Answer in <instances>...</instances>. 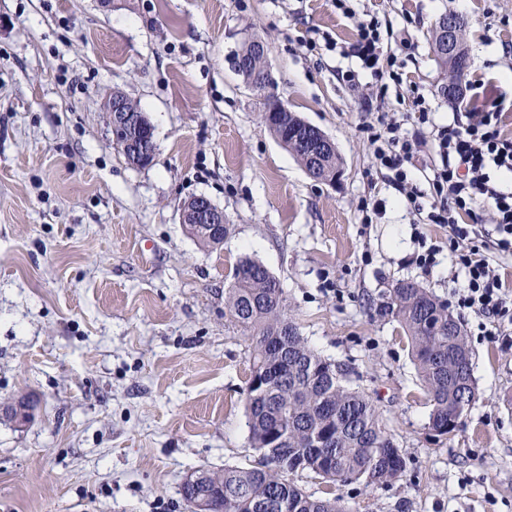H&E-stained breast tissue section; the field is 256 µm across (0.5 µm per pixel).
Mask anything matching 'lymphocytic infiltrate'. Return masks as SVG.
<instances>
[{"label": "lymphocytic infiltrate", "instance_id": "1", "mask_svg": "<svg viewBox=\"0 0 512 512\" xmlns=\"http://www.w3.org/2000/svg\"><path fill=\"white\" fill-rule=\"evenodd\" d=\"M340 53L360 63L359 69L340 74L351 91L363 92L360 73L366 70L379 81V94H386L384 78L393 66V58L383 51L377 20L358 22L355 40L342 47ZM499 117L496 105L491 104L435 128L432 145L439 163L433 170V200L427 207L422 206V192L409 182L407 174L408 165L414 164L420 153L421 136L402 134L400 123L394 120L365 129L376 159L402 186L407 203L414 211L425 212L428 223L443 224L449 229L447 247L419 239L414 263L429 271L436 266L441 250L453 254L465 275V283L457 292L458 305L490 319L492 327L485 332L490 340L496 336L495 324L512 322V292L503 287L488 257L468 248L472 228L463 219L478 206L490 207L496 215L498 247L512 250V189L504 190L494 179L495 173H512V138L502 136Z\"/></svg>", "mask_w": 512, "mask_h": 512}]
</instances>
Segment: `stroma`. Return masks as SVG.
<instances>
[{"mask_svg":"<svg viewBox=\"0 0 512 512\" xmlns=\"http://www.w3.org/2000/svg\"><path fill=\"white\" fill-rule=\"evenodd\" d=\"M349 6L350 19L331 0H0V512H185L187 474L255 465L249 333L224 313L246 257L278 279L309 345L348 366L406 460L383 488L306 471L299 488L350 512H512V324L488 341L455 306L453 257L427 273L411 263L418 235L444 246L448 229L421 223L363 131L382 112L414 132V89L436 124L467 111L448 100L428 42L451 12L466 21L464 81L512 137V0ZM373 17L404 82L369 106L338 79L350 59L300 38L345 42ZM252 38L274 94L335 142V182L311 179L262 123L263 96L232 64ZM116 91L154 128L149 167L112 142ZM199 195L231 225L219 248L180 220ZM370 198L385 209L367 224ZM471 221L512 290V253L488 245L492 210ZM402 280L453 305L472 349L476 401L449 440L428 429L403 329L376 314ZM22 397L32 419L19 425L3 409Z\"/></svg>","mask_w":512,"mask_h":512,"instance_id":"1","label":"stroma"}]
</instances>
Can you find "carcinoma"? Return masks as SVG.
<instances>
[{
  "label": "carcinoma",
  "instance_id": "1",
  "mask_svg": "<svg viewBox=\"0 0 512 512\" xmlns=\"http://www.w3.org/2000/svg\"><path fill=\"white\" fill-rule=\"evenodd\" d=\"M451 82L462 85L466 65L436 58ZM234 67L247 85L270 80L254 41L243 43ZM262 120L275 138L286 135L296 113L269 99ZM342 166L339 154L321 167L326 179ZM224 309L250 331V376L246 388L248 441L260 453L249 469H198L181 485L185 502L206 500L207 512H348L339 498L305 494L286 476L311 472L336 482L383 486L404 474L406 460L387 434L370 397L350 384L349 371L312 349L288 315L277 278L260 262L243 258L224 290ZM379 315L399 322L432 409L428 428L446 437L458 406L472 405L476 388L472 352L462 324L448 330V304L416 282L400 281L384 293ZM334 437L332 455L314 438Z\"/></svg>",
  "mask_w": 512,
  "mask_h": 512
}]
</instances>
